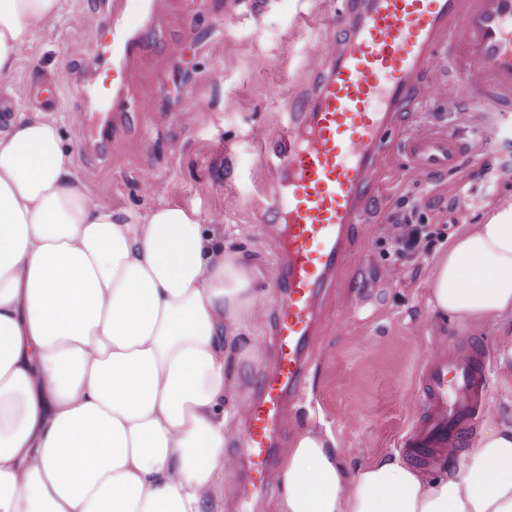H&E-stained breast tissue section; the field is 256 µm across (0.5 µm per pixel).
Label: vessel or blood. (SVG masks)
Masks as SVG:
<instances>
[{
	"label": "vessel or blood",
	"mask_w": 512,
	"mask_h": 512,
	"mask_svg": "<svg viewBox=\"0 0 512 512\" xmlns=\"http://www.w3.org/2000/svg\"><path fill=\"white\" fill-rule=\"evenodd\" d=\"M101 12L103 67L77 84L98 106L109 137L112 114L137 105L125 94L126 51L138 34L108 0ZM318 81L292 107L265 157L264 222L277 268L275 356L259 381L244 427L245 498L268 494L274 449L288 403L302 388L321 307L335 288L366 223L378 160L398 146L411 170L431 176L462 161L479 164L462 135L476 112L512 114V0H340L322 33L308 41ZM467 101L454 130L420 127L400 133L402 113L426 107L449 89ZM35 101L56 109L55 83L32 87ZM490 376L480 343L432 355L418 374L416 416L403 448L431 466L440 449L458 446L489 403Z\"/></svg>",
	"instance_id": "obj_1"
}]
</instances>
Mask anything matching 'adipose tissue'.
Wrapping results in <instances>:
<instances>
[{
    "label": "adipose tissue",
    "instance_id": "ef3b65f1",
    "mask_svg": "<svg viewBox=\"0 0 512 512\" xmlns=\"http://www.w3.org/2000/svg\"><path fill=\"white\" fill-rule=\"evenodd\" d=\"M61 0H0V81ZM263 272L168 201L100 205L58 127L0 130V512H224L226 363L254 355ZM434 314L512 322V205L456 237L432 271ZM276 512H512V400L457 470L399 456L350 468L331 434L298 433Z\"/></svg>",
    "mask_w": 512,
    "mask_h": 512
}]
</instances>
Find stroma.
<instances>
[{
  "mask_svg": "<svg viewBox=\"0 0 512 512\" xmlns=\"http://www.w3.org/2000/svg\"><path fill=\"white\" fill-rule=\"evenodd\" d=\"M226 0H161L128 58L127 92L139 112L118 119L103 159L87 166L82 145L97 134L94 110L70 92L75 76L99 68L95 0H62L52 28L23 48L14 82L47 77L64 89L59 128L75 174L115 212L144 213L161 201L198 207L231 248L273 273L269 239L255 210L266 172L263 155L280 130L286 104L310 85L304 36L332 14L335 0H238V20L225 27ZM474 148L501 143L486 173L470 166L423 178L398 149L378 170V194L356 249L328 300L325 329L314 345L307 382L288 415L287 439L314 424L335 438L350 468L395 455L409 432L418 368L434 351L462 350L478 339L495 354L512 327H476L435 315L432 269L461 231L482 223L498 204L512 203V117L476 116L465 132ZM415 201L422 223L440 231L427 254L398 255L391 216ZM272 309L246 333L263 348L233 364L239 413H246L273 352Z\"/></svg>",
  "mask_w": 512,
  "mask_h": 512,
  "instance_id": "35a3bbf8",
  "label": "stroma"
}]
</instances>
